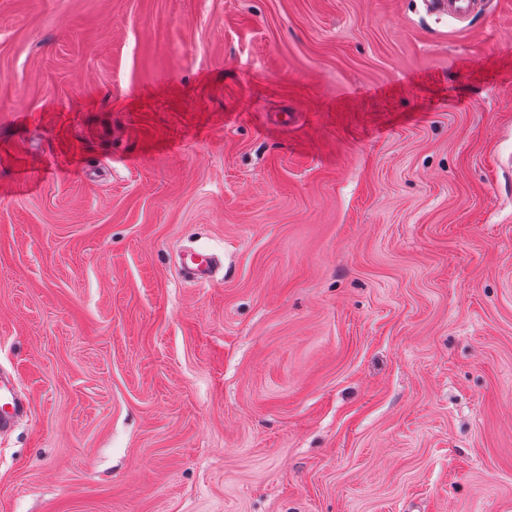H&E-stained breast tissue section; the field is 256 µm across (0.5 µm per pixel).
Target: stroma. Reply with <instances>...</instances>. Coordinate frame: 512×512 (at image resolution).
Returning <instances> with one entry per match:
<instances>
[{"instance_id": "35a3bbf8", "label": "stroma", "mask_w": 512, "mask_h": 512, "mask_svg": "<svg viewBox=\"0 0 512 512\" xmlns=\"http://www.w3.org/2000/svg\"><path fill=\"white\" fill-rule=\"evenodd\" d=\"M495 2L0 0V512H512ZM424 5L429 10L443 11L448 16L464 18L472 13L482 0H423ZM189 277L200 285H207L213 278V263L209 254L197 252L189 257L187 262ZM0 408V431L3 432L12 426L15 417L23 409L22 403L15 396L14 384L11 381H0Z\"/></svg>"}]
</instances>
